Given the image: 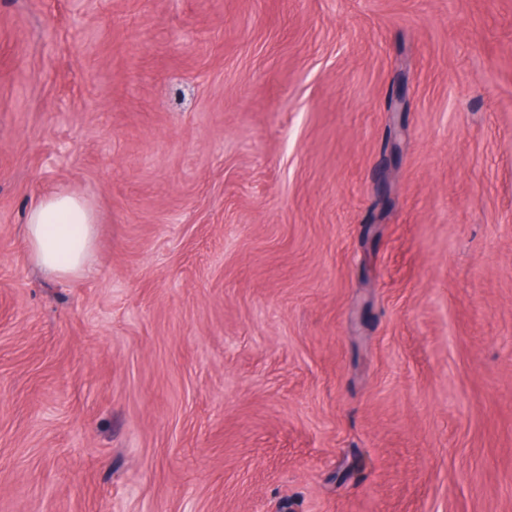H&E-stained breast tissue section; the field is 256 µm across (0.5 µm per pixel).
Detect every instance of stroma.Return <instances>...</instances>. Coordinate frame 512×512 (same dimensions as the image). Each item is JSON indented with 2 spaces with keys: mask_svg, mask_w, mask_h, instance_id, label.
<instances>
[{
  "mask_svg": "<svg viewBox=\"0 0 512 512\" xmlns=\"http://www.w3.org/2000/svg\"><path fill=\"white\" fill-rule=\"evenodd\" d=\"M0 512H512V0H0ZM96 221L93 207L72 191L39 197L29 206L24 225L28 260L59 279L83 276L95 255Z\"/></svg>",
  "mask_w": 512,
  "mask_h": 512,
  "instance_id": "1",
  "label": "stroma"
}]
</instances>
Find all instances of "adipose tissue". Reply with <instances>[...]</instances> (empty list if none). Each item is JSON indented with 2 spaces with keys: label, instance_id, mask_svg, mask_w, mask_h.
<instances>
[{
  "label": "adipose tissue",
  "instance_id": "1",
  "mask_svg": "<svg viewBox=\"0 0 512 512\" xmlns=\"http://www.w3.org/2000/svg\"><path fill=\"white\" fill-rule=\"evenodd\" d=\"M97 217L78 194L59 190L33 201L26 214L28 260L59 279L83 276L95 255Z\"/></svg>",
  "mask_w": 512,
  "mask_h": 512
}]
</instances>
